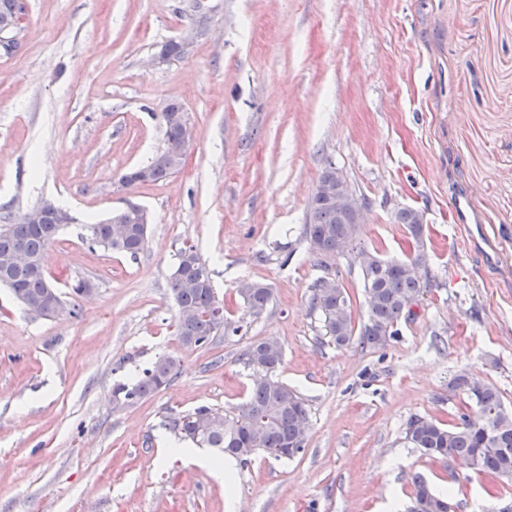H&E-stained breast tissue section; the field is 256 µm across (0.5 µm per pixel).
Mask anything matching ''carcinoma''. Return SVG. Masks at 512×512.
I'll list each match as a JSON object with an SVG mask.
<instances>
[{
	"mask_svg": "<svg viewBox=\"0 0 512 512\" xmlns=\"http://www.w3.org/2000/svg\"><path fill=\"white\" fill-rule=\"evenodd\" d=\"M24 10L23 0H0V32L9 29ZM163 121L165 146L146 164L153 182L165 180L180 170L167 156L168 144L178 142L188 129L183 107L174 100L166 105ZM335 171L330 164L319 177L318 187L307 206L304 234L310 249L325 259L357 252L367 297V321L355 327L347 292L334 279L321 278L314 282L311 304L320 316L322 338L335 346L345 347L356 341L363 348L383 347L396 335L395 324L422 295L423 286L415 268L426 263L422 250L424 216L414 208H400L395 212L396 223L404 225L415 243L414 252L404 260H386L376 253L357 249L360 225L350 223L348 217L338 212L326 193V185L333 182ZM117 217L128 227V234L119 242L112 237L113 219ZM148 224L145 209L130 203L119 214L112 213L90 225L89 242L105 251L134 258L145 249ZM60 229L53 214L39 224H28L20 218L13 224L0 226V286L9 289L13 298L25 307L39 305L43 311L52 313L66 308L61 293L54 297L48 294L46 271L37 270ZM19 245L28 255L26 264L13 260ZM170 292L176 305V336L183 346L202 347L222 328L238 332V328L228 323L219 326L214 317V307L223 301L214 288L211 270L195 245L186 243L178 250ZM237 294L256 317L272 300V289L258 281L240 282ZM68 313L78 316V306L72 305ZM241 360L250 370L261 373L254 378L242 405L230 413L200 406L171 418L168 429L182 441L199 448H213L241 463L260 453L276 460L297 456L305 449L309 408L295 389L275 376L283 360L282 344L275 338L261 339L248 347ZM180 368L177 357L163 356L137 380L116 382L112 396L132 406L169 385ZM455 387L466 392L474 410L461 414L459 421L452 425L416 416L408 422L405 438L430 458H463L479 473L511 478L512 412L505 408L497 390L479 380L472 382L459 376ZM412 485V505L408 512H448L447 499L436 493L423 476L415 475Z\"/></svg>",
	"mask_w": 512,
	"mask_h": 512,
	"instance_id": "obj_1",
	"label": "carcinoma"
}]
</instances>
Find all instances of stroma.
<instances>
[{
    "mask_svg": "<svg viewBox=\"0 0 512 512\" xmlns=\"http://www.w3.org/2000/svg\"><path fill=\"white\" fill-rule=\"evenodd\" d=\"M19 48L0 55V219L50 199L69 210L46 250L79 316L32 317L0 287V512H393L413 474L450 512H512V481L434 460L411 417L445 424L472 403L454 380L512 409V0H211L185 56L153 62L191 24L189 0H26ZM192 133L174 177L121 174L163 147L162 112ZM368 205L361 248L401 258L393 212L422 210L423 294L382 348L320 344L310 285L342 280L356 324L354 255L320 260L304 238L327 165ZM150 219L137 258L91 246L87 222L127 203ZM194 244L232 332L182 346L169 292ZM270 285L258 317L239 282ZM278 338L279 377L309 406L304 451L236 465L226 494L188 461L170 416L230 411L253 381L240 356ZM174 355L165 388L126 409L112 385Z\"/></svg>",
    "mask_w": 512,
    "mask_h": 512,
    "instance_id": "35a3bbf8",
    "label": "stroma"
}]
</instances>
